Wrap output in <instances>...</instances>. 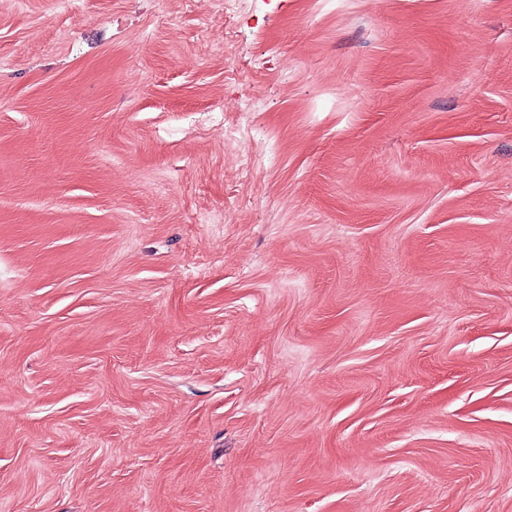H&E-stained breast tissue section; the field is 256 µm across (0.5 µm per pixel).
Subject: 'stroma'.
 I'll use <instances>...</instances> for the list:
<instances>
[{"instance_id": "1", "label": "stroma", "mask_w": 512, "mask_h": 512, "mask_svg": "<svg viewBox=\"0 0 512 512\" xmlns=\"http://www.w3.org/2000/svg\"><path fill=\"white\" fill-rule=\"evenodd\" d=\"M0 512H512V0H0Z\"/></svg>"}]
</instances>
